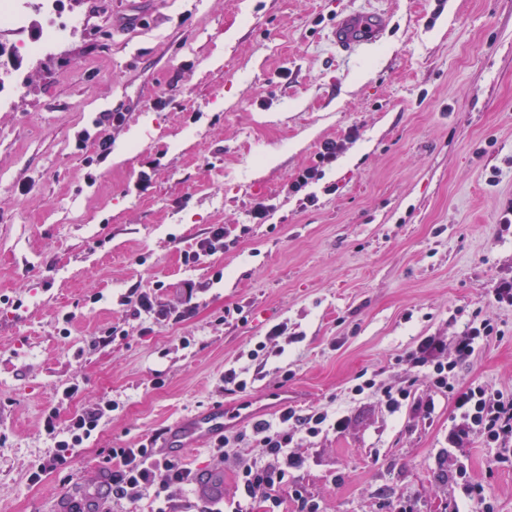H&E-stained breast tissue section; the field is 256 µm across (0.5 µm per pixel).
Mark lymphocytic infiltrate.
Wrapping results in <instances>:
<instances>
[{
	"label": "lymphocytic infiltrate",
	"mask_w": 512,
	"mask_h": 512,
	"mask_svg": "<svg viewBox=\"0 0 512 512\" xmlns=\"http://www.w3.org/2000/svg\"><path fill=\"white\" fill-rule=\"evenodd\" d=\"M497 335L494 325L484 319L466 324L460 336L450 343L436 336L424 337L406 356L407 362L418 368L436 391L448 394L453 400L460 422L448 433L451 451L463 452L471 440L478 438L499 447L502 456H512V396L489 392L473 380L462 381L459 371L478 347ZM449 349L454 352L450 359L445 356ZM350 392L355 396H374L393 414L408 408L428 417L435 411L434 398L416 397L409 383L395 387L368 378L351 387ZM115 408V403L107 401L73 416L65 438L55 443V453L33 465L29 482L38 484L47 473L68 468L71 449L89 440ZM347 424L348 419L343 415L333 417L320 409L298 411L290 407L280 411L276 422L256 423L252 431L259 438L263 461L246 467L239 475L246 497L270 499L283 484L287 470L305 465V455L292 449L295 441L314 438L329 430L339 432ZM109 457L112 495L120 500L135 503L150 490L156 498L167 501L173 492L184 491L194 482L189 468L161 456L147 441L134 448L110 449Z\"/></svg>",
	"instance_id": "obj_1"
}]
</instances>
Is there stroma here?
<instances>
[{
    "label": "stroma",
    "instance_id": "stroma-1",
    "mask_svg": "<svg viewBox=\"0 0 512 512\" xmlns=\"http://www.w3.org/2000/svg\"><path fill=\"white\" fill-rule=\"evenodd\" d=\"M57 5L65 35L43 51L30 47L44 15L0 30V512H54L69 487L111 476L108 449L228 400L230 367L255 388L298 390L296 408L349 417L302 442L307 463L256 512H387L402 493L413 512H442L461 496V466L493 512H512V459L479 439L449 454L447 395L426 418L348 393L368 370L434 395L406 353L478 316L500 335L461 377L512 395V306L492 300L512 281V229L499 224L512 203V0ZM369 7L388 29L337 52L336 18ZM120 12L137 24L115 29ZM328 141L343 149L302 204L289 184ZM258 203L271 208L263 224L249 217ZM216 224L224 250L185 266ZM188 281L198 308L186 321L134 316L136 292L169 299ZM279 323L287 336L251 359ZM110 327L120 336L99 343ZM69 385L78 394L56 404ZM106 400L116 410L68 469L30 484L55 451L48 410L63 429ZM227 437L223 454L205 445L180 463L220 472L233 512L238 472L261 450L249 425Z\"/></svg>",
    "mask_w": 512,
    "mask_h": 512
}]
</instances>
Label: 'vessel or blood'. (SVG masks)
<instances>
[{"instance_id": "b4317fda", "label": "vessel or blood", "mask_w": 512, "mask_h": 512, "mask_svg": "<svg viewBox=\"0 0 512 512\" xmlns=\"http://www.w3.org/2000/svg\"><path fill=\"white\" fill-rule=\"evenodd\" d=\"M390 19L379 10L358 11L342 16L331 28L329 38L344 50H353L375 40L387 29ZM290 393L278 387L242 398L232 404L216 402L206 410L174 422L160 438L161 447L170 457L182 456L187 449L208 445L222 439L226 430L286 406ZM107 496L105 486L74 490L59 498L57 512H98Z\"/></svg>"}]
</instances>
